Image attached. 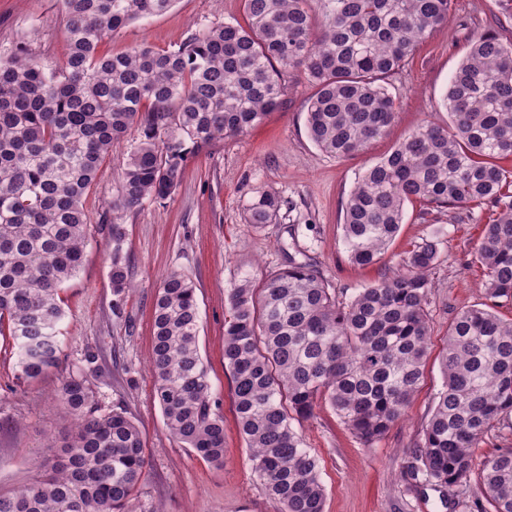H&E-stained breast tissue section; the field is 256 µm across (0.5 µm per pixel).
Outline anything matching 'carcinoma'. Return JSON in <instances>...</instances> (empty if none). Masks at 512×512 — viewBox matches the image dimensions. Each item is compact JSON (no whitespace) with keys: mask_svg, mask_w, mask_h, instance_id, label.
Here are the masks:
<instances>
[{"mask_svg":"<svg viewBox=\"0 0 512 512\" xmlns=\"http://www.w3.org/2000/svg\"><path fill=\"white\" fill-rule=\"evenodd\" d=\"M323 6L319 30L312 2ZM68 53L49 66L20 53L0 59V336L12 340L17 379L58 368L64 318L60 290L80 269L89 242L84 198L112 147L139 138L112 201L113 309L130 288L122 214L169 198L186 161L218 137L242 136L287 95L300 69L311 142L336 158L387 136L397 114L390 81L447 25L451 0H244L246 23L224 20L159 52L147 45L105 54L100 44L176 0H60ZM448 126L422 123L365 166L345 204L343 242L352 263L382 256L421 210L480 208L488 215L471 251L492 305L456 313L441 352L442 389L409 451L419 484L475 482L479 512H512V448L491 458L480 442L512 413V41L495 33L470 42L443 98ZM280 198L258 190L245 220L277 222ZM439 240L425 237L400 268L347 294L288 257L257 288L227 289L224 365L253 469L282 512H324L319 460L293 421L329 406L365 446L403 420L422 384L432 336L430 275ZM191 280L167 274L153 304L149 369L168 435L224 464V417L200 353ZM84 365L59 387L74 433L52 447L41 479L0 495V512H136L146 445L124 411H104L98 369Z\"/></svg>","mask_w":512,"mask_h":512,"instance_id":"1","label":"carcinoma"}]
</instances>
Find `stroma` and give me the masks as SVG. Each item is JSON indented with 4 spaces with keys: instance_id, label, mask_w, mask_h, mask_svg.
<instances>
[{
    "instance_id": "35a3bbf8",
    "label": "stroma",
    "mask_w": 512,
    "mask_h": 512,
    "mask_svg": "<svg viewBox=\"0 0 512 512\" xmlns=\"http://www.w3.org/2000/svg\"><path fill=\"white\" fill-rule=\"evenodd\" d=\"M244 18L243 0H176L166 13L134 21L105 39L102 49L118 52L146 43L164 51L212 23ZM488 30L512 37V15L500 0H452L447 26L391 80L399 114L388 136L367 153L345 159L321 152L309 140L305 116L312 88L302 71H291L282 106L247 134L215 139L191 157L169 198L124 215L123 248L133 287L117 313L112 310L110 216L116 175L137 132L115 145L85 201L91 235L83 263L61 292V370L34 382L17 381L15 349L0 338V494H12L43 474L54 454L50 438L70 430L56 395L61 375L80 366L90 350L99 371L97 400L104 409L125 411L146 440L148 465L136 512H280L253 472L232 406L224 366L227 288L245 275L262 282L293 257L312 264L333 288L353 293L391 273L413 244L434 235L440 243L429 305L434 355L406 418L370 448L327 407L295 429L319 459L325 512H470L467 503L477 496V487L417 488L406 477V465L442 388L436 353L448 325L462 307L488 301L481 268L465 264L482 226L453 210L425 214L411 205L380 262L359 267L345 252L342 224L346 200L367 162L387 154L422 122L447 125L442 100L449 80L470 40ZM21 48L49 65L62 61L67 41L57 0H0V58ZM260 189L276 193L282 206L278 223L257 231L245 223L244 209ZM173 271L195 286L199 348L224 416L220 467L168 437L153 396L148 370L153 302L162 278Z\"/></svg>"
}]
</instances>
